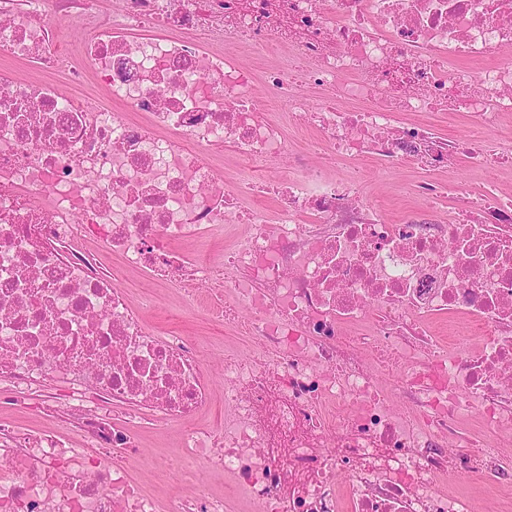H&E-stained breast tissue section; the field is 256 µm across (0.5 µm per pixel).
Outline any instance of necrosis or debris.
<instances>
[{
    "instance_id": "obj_1",
    "label": "necrosis or debris",
    "mask_w": 512,
    "mask_h": 512,
    "mask_svg": "<svg viewBox=\"0 0 512 512\" xmlns=\"http://www.w3.org/2000/svg\"><path fill=\"white\" fill-rule=\"evenodd\" d=\"M100 4L0 0V410L38 422L0 423V512H469L435 481L512 491V196L435 178L459 159L512 166L490 143L512 113V0H117L108 19ZM69 26L93 34L76 48ZM89 84L112 109L88 106ZM274 112L334 158L416 160L428 219L382 221L360 178L292 152ZM407 112L468 130L442 140ZM224 146L229 185L210 157ZM227 224L250 232L208 250ZM104 251L251 354L158 334L153 296L132 301ZM172 424L189 490H147L142 432Z\"/></svg>"
}]
</instances>
